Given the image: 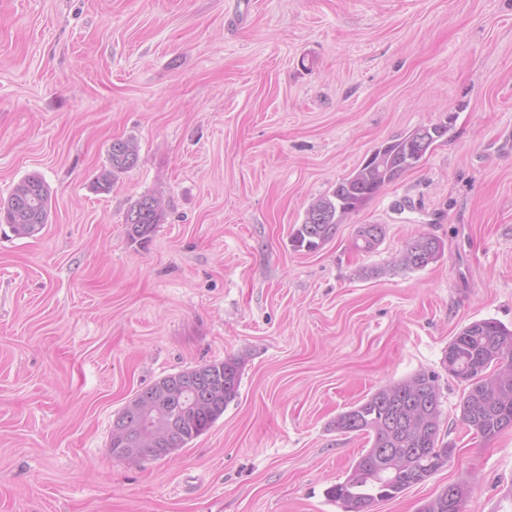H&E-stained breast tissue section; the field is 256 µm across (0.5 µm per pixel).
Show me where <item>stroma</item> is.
<instances>
[{
	"label": "stroma",
	"mask_w": 512,
	"mask_h": 512,
	"mask_svg": "<svg viewBox=\"0 0 512 512\" xmlns=\"http://www.w3.org/2000/svg\"><path fill=\"white\" fill-rule=\"evenodd\" d=\"M445 120L417 168L293 247L371 150ZM117 138L139 163L97 191ZM34 172L43 232L0 224V512H342L326 491L369 442L334 420L423 371L451 457L371 512L453 483L465 512H512V430L469 431L442 364L464 326L512 327V0H0V201ZM146 193L164 216L139 245ZM364 224L385 228L369 253ZM422 234L441 255L398 268ZM229 357L239 395L207 432L113 456L138 391ZM163 210L161 198L150 193L140 196L125 214L129 239L139 244L148 242L161 221Z\"/></svg>",
	"instance_id": "35a3bbf8"
}]
</instances>
